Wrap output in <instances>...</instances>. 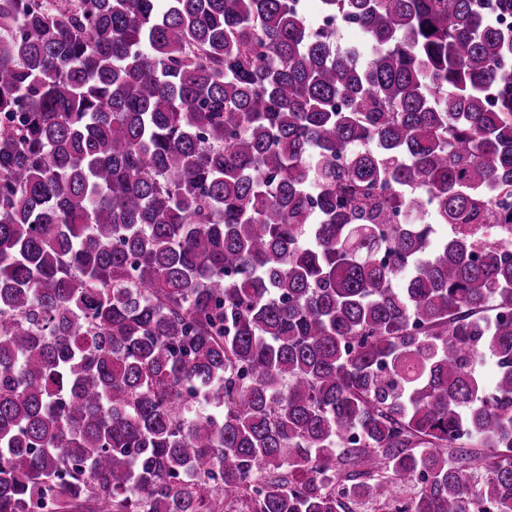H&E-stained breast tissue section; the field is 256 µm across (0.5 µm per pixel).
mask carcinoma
I'll use <instances>...</instances> for the list:
<instances>
[{
  "instance_id": "obj_1",
  "label": "carcinoma",
  "mask_w": 512,
  "mask_h": 512,
  "mask_svg": "<svg viewBox=\"0 0 512 512\" xmlns=\"http://www.w3.org/2000/svg\"><path fill=\"white\" fill-rule=\"evenodd\" d=\"M319 4L0 0V512H512V0Z\"/></svg>"
}]
</instances>
